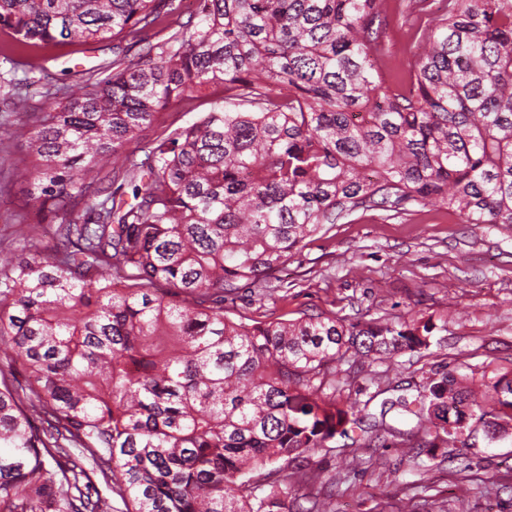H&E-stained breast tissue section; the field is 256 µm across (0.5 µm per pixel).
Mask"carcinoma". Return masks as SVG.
<instances>
[{
	"label": "carcinoma",
	"instance_id": "carcinoma-1",
	"mask_svg": "<svg viewBox=\"0 0 512 512\" xmlns=\"http://www.w3.org/2000/svg\"><path fill=\"white\" fill-rule=\"evenodd\" d=\"M172 2L0 0L23 48L140 46L78 94L48 86L12 172L35 204L22 257L0 250V512H112L114 495L126 512H283L288 459L338 436L395 433L406 457L477 423L512 434L507 376L481 393L428 377L377 414L336 400V364L427 351L445 323L224 315V295L360 209L428 201L512 228V0H442L398 84L377 66L381 0H204L155 42ZM215 84L197 122L128 150ZM61 204L81 217L45 251Z\"/></svg>",
	"mask_w": 512,
	"mask_h": 512
}]
</instances>
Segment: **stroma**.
<instances>
[{
    "label": "stroma",
    "instance_id": "stroma-1",
    "mask_svg": "<svg viewBox=\"0 0 512 512\" xmlns=\"http://www.w3.org/2000/svg\"><path fill=\"white\" fill-rule=\"evenodd\" d=\"M389 24L378 54L380 70L406 77L411 47L432 24L431 12H415L408 0H383ZM112 43L75 42L29 48L16 63L0 59V100L11 80L45 67L57 85L75 92L84 70L111 61ZM0 111V243L23 237L32 210L28 186L12 169L27 158L28 130L46 110L40 84ZM210 108L208 99L160 111L144 128L147 144L184 128ZM224 313L247 324L324 314L347 323L414 317L447 324L448 333L429 351L404 353L393 364L365 361L336 366L341 403H364L378 386L421 382L438 372L487 382L512 377V229L466 224L426 204L396 215L360 210L307 239L277 277L260 278L225 300ZM398 440L371 451L322 448L302 462L306 480L289 485L288 512H308L313 496L333 494L336 512H512V437L477 440L469 448H440L422 466L400 459Z\"/></svg>",
    "mask_w": 512,
    "mask_h": 512
}]
</instances>
